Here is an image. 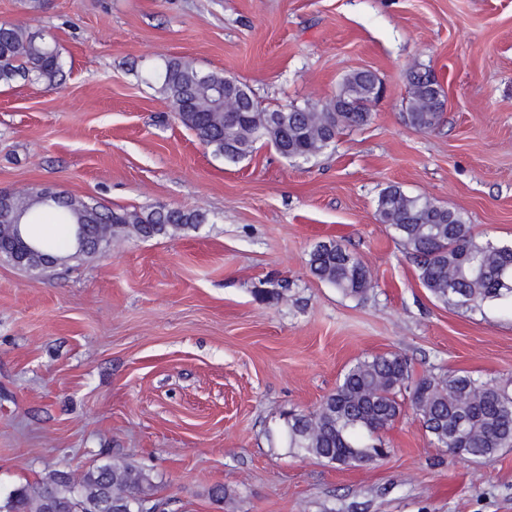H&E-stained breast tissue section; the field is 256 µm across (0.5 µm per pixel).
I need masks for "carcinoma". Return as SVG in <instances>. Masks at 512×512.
<instances>
[{
	"label": "carcinoma",
	"instance_id": "cac0c4a2",
	"mask_svg": "<svg viewBox=\"0 0 512 512\" xmlns=\"http://www.w3.org/2000/svg\"><path fill=\"white\" fill-rule=\"evenodd\" d=\"M64 76L55 42L28 27L0 23V83L34 78L48 86ZM162 91L178 120L217 156L237 163L259 143L288 140L287 159L307 161L321 154L346 129L366 125L376 100L378 76L369 70L347 74L334 99L324 106H260L252 92L222 72L203 73L184 58L165 62ZM232 91L224 93V85ZM443 91L427 72L411 79L405 104L407 123L432 129L443 111ZM41 210L56 211L62 224H88L90 234L107 224L108 236L132 230L142 238L164 236L173 226L200 224L204 215L158 207L146 212L114 210L81 198L47 196V190L0 193V216L12 214L34 224ZM376 215L404 246L417 266L422 285L438 300L477 308L492 301H512V245L482 240L464 216L428 197L409 196L397 185L378 195ZM31 244L45 254L77 259L86 252L73 245L58 250L51 240ZM311 274L343 296L364 300L373 289L367 266L346 246L330 240L309 254ZM410 403L432 443L456 455L491 461L512 448V382L489 383L467 373L446 377L414 376L398 354L358 360L336 388L308 413H291L285 421L288 447L328 463L352 466L383 456L379 434ZM154 484L145 470L130 463H106L74 481L62 472L15 488L0 499V512H140Z\"/></svg>",
	"mask_w": 512,
	"mask_h": 512
}]
</instances>
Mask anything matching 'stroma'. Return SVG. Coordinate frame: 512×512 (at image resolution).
Here are the masks:
<instances>
[{"label":"stroma","mask_w":512,"mask_h":512,"mask_svg":"<svg viewBox=\"0 0 512 512\" xmlns=\"http://www.w3.org/2000/svg\"><path fill=\"white\" fill-rule=\"evenodd\" d=\"M3 20L53 38L66 66L54 87L0 85V190L205 220L122 233L45 273L0 258V492L127 461L160 512H512V448L459 457L409 410L372 464L337 467L280 435L359 359L512 377V306L437 301L376 216L396 185L512 242V0H0ZM173 57L270 109L321 105L361 69L384 93L315 159L262 144L228 163L171 111L159 72ZM415 69L446 97L428 131L403 117ZM328 240L370 269L367 299L311 274Z\"/></svg>","instance_id":"obj_1"}]
</instances>
